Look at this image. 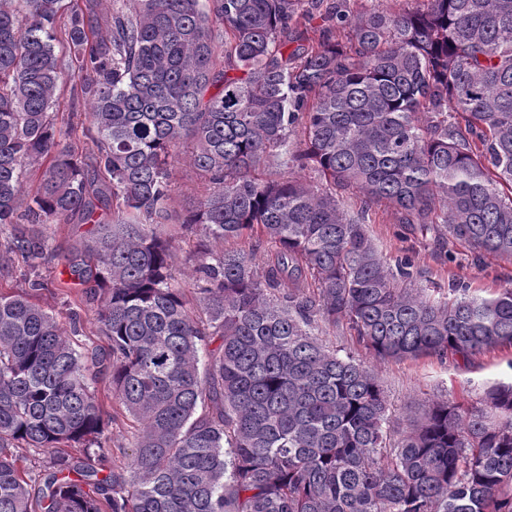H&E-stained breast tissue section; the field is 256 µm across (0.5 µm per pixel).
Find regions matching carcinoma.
<instances>
[{
  "label": "carcinoma",
  "mask_w": 512,
  "mask_h": 512,
  "mask_svg": "<svg viewBox=\"0 0 512 512\" xmlns=\"http://www.w3.org/2000/svg\"><path fill=\"white\" fill-rule=\"evenodd\" d=\"M301 2L126 0L104 19L99 0H0L5 253L36 269L43 225H93L64 258L85 296L105 295L107 338L75 347L79 313L65 324L38 304L37 277L0 292V512H512V382L479 406L433 403L393 442L375 370L315 334L342 325L378 359L512 345V282L434 299L366 227L384 202L478 260L512 259V0L339 9L348 42L290 50ZM67 74L87 112L61 127ZM184 146L210 183L184 228L271 245L262 279L250 252H202L194 310L157 230ZM272 157L322 184L257 179ZM104 380L137 426L120 472L101 443ZM20 444L45 458L29 477Z\"/></svg>",
  "instance_id": "carcinoma-1"
}]
</instances>
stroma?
Returning a JSON list of instances; mask_svg holds the SVG:
<instances>
[{"instance_id": "stroma-1", "label": "stroma", "mask_w": 512, "mask_h": 512, "mask_svg": "<svg viewBox=\"0 0 512 512\" xmlns=\"http://www.w3.org/2000/svg\"><path fill=\"white\" fill-rule=\"evenodd\" d=\"M343 2L354 15L374 9L402 12L417 7L419 0H318L311 5L313 20L301 23L299 32L304 43L346 41L349 32L328 22L326 16L336 2ZM205 188V182L188 162L175 164L169 208L173 220L170 229H177V221L193 210ZM367 230L379 253L388 263H396L403 256H411L414 263V283L423 288H446L449 278H457L478 294L486 296L512 280V260L487 255L474 260L467 245L446 244L439 238L433 225L399 224L387 204L372 207ZM92 231L88 224H49L45 232L54 253L51 262L41 265L38 273L45 283L38 294L39 303L48 311L65 316L71 303H79L81 345L105 344L98 312L101 300H82V291L67 287L63 254L87 239ZM222 242L202 234H188L175 242L173 260L181 271L180 285L187 299L195 297L196 256L198 251L222 250ZM375 370L386 389L391 421L396 429L405 428L411 417L429 404L442 400L468 398L479 403L489 385L512 379V348L504 347L477 356L473 363L464 365L442 361L434 357L386 360L375 364ZM103 408L109 419L105 446L109 450V466L121 470L132 451L135 427L130 417L109 398L107 383H99Z\"/></svg>"}]
</instances>
